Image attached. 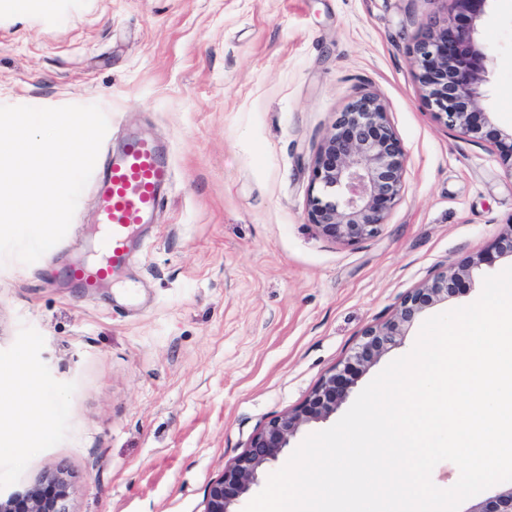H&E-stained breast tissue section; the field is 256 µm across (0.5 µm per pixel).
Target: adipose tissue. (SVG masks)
Listing matches in <instances>:
<instances>
[{"label": "adipose tissue", "mask_w": 512, "mask_h": 512, "mask_svg": "<svg viewBox=\"0 0 512 512\" xmlns=\"http://www.w3.org/2000/svg\"><path fill=\"white\" fill-rule=\"evenodd\" d=\"M4 411L11 418L0 422V432L15 436L17 444L29 443L42 435L44 400L40 387L31 379L0 385V413Z\"/></svg>", "instance_id": "obj_1"}]
</instances>
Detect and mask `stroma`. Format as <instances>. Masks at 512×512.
<instances>
[{"instance_id": "1", "label": "stroma", "mask_w": 512, "mask_h": 512, "mask_svg": "<svg viewBox=\"0 0 512 512\" xmlns=\"http://www.w3.org/2000/svg\"><path fill=\"white\" fill-rule=\"evenodd\" d=\"M446 0H0V105H99L106 160L134 132L164 142L173 185L138 249L88 294L69 270L98 251L96 189L66 236L0 266V378L33 377L47 420L0 440V488L64 468L73 512H205L209 486L271 420L343 368L363 331L438 272L486 261L418 314L473 303L512 267V0H488L485 137L448 129L412 45ZM376 95L406 154L404 190L353 244L307 219L311 162L337 112Z\"/></svg>"}]
</instances>
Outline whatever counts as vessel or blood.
I'll list each match as a JSON object with an SVG mask.
<instances>
[{
    "label": "vessel or blood",
    "instance_id": "obj_1",
    "mask_svg": "<svg viewBox=\"0 0 512 512\" xmlns=\"http://www.w3.org/2000/svg\"><path fill=\"white\" fill-rule=\"evenodd\" d=\"M171 181L168 156L151 138L128 137L119 151L111 153L96 178L100 257L96 264L72 271L81 287L100 288L122 267L140 241L141 225L149 223Z\"/></svg>",
    "mask_w": 512,
    "mask_h": 512
}]
</instances>
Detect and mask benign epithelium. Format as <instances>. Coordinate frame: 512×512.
<instances>
[{"label":"benign epithelium","mask_w":512,"mask_h":512,"mask_svg":"<svg viewBox=\"0 0 512 512\" xmlns=\"http://www.w3.org/2000/svg\"><path fill=\"white\" fill-rule=\"evenodd\" d=\"M455 16L443 24L423 26L412 47L420 69L425 103L450 129L476 137L482 133L478 105L479 85L490 60L486 45L476 38L473 21L489 0H448ZM466 16L471 24H456ZM494 144L512 173V134ZM405 152L387 120L385 106L363 94L336 113L312 161L313 193L307 200V218L331 239L355 243L378 233L404 189ZM469 269L443 271L408 294L386 322L364 332L353 357L326 376L299 408L271 420L250 440L246 450L207 492L205 512H235L233 505L265 470L278 461L300 428L323 421L346 400L356 373L401 343L407 327L425 308L450 296ZM69 483L60 469L46 470L31 486L0 491V512H71ZM467 512H512V485L473 505Z\"/></svg>","instance_id":"obj_1"}]
</instances>
